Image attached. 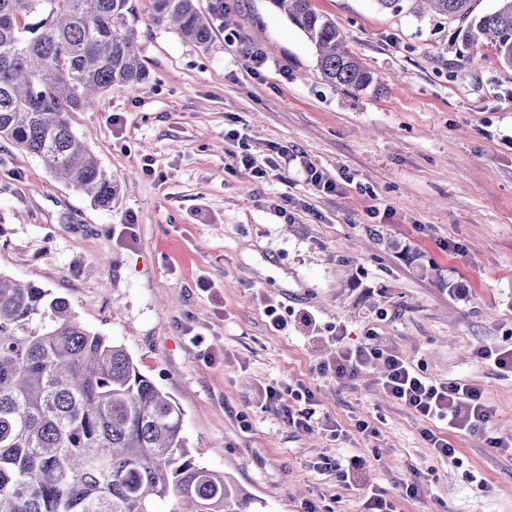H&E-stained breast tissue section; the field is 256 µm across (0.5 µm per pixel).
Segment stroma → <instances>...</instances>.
<instances>
[{
    "mask_svg": "<svg viewBox=\"0 0 512 512\" xmlns=\"http://www.w3.org/2000/svg\"><path fill=\"white\" fill-rule=\"evenodd\" d=\"M213 3L198 0L213 27L202 48L137 0L149 80L69 115L120 184L112 208L0 140V274L65 297L122 343L182 409L194 461L230 475L251 512H364L373 489L396 512H512V455L487 434H451L457 457L438 460L423 421L380 388L381 368L347 384L314 371L337 341L372 338L434 379L481 387L492 433L512 437V374L475 355L512 336V68L487 48L460 65L448 20L313 0L375 77L352 94L322 80L269 0H228L225 14ZM228 28L241 45L225 43ZM248 47L264 66L251 69ZM243 147L258 172L233 164ZM308 162L335 191L305 180ZM268 305L313 321L273 331ZM299 381L316 401L304 431L266 402ZM360 420L374 436L355 432ZM356 457L354 489L341 472Z\"/></svg>",
    "mask_w": 512,
    "mask_h": 512,
    "instance_id": "35a3bbf8",
    "label": "stroma"
}]
</instances>
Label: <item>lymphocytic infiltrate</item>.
Returning a JSON list of instances; mask_svg holds the SVG:
<instances>
[{
    "label": "lymphocytic infiltrate",
    "instance_id": "lymphocytic-infiltrate-1",
    "mask_svg": "<svg viewBox=\"0 0 512 512\" xmlns=\"http://www.w3.org/2000/svg\"><path fill=\"white\" fill-rule=\"evenodd\" d=\"M376 363L385 367L382 385L388 395L427 421L422 434L434 448L437 458L448 459L456 453L447 438L448 433L484 428L489 424L492 407L480 387L461 381L435 380L426 375L422 366L374 343L355 348L338 346L333 358L319 363L317 371L345 379Z\"/></svg>",
    "mask_w": 512,
    "mask_h": 512
}]
</instances>
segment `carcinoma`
<instances>
[{
	"label": "carcinoma",
	"instance_id": "carcinoma-1",
	"mask_svg": "<svg viewBox=\"0 0 512 512\" xmlns=\"http://www.w3.org/2000/svg\"><path fill=\"white\" fill-rule=\"evenodd\" d=\"M313 45L325 81L352 92L373 74L336 20L312 0H268ZM459 21L466 62L489 47L512 67V0L479 17L474 0H417ZM157 25L200 47L211 22L196 0H151ZM133 0H0V139L38 157L94 205L116 180L72 130L68 113L148 78L128 18ZM250 498L190 457L183 412L140 373L124 345L84 327L69 301L0 274V512H249Z\"/></svg>",
	"mask_w": 512,
	"mask_h": 512
}]
</instances>
